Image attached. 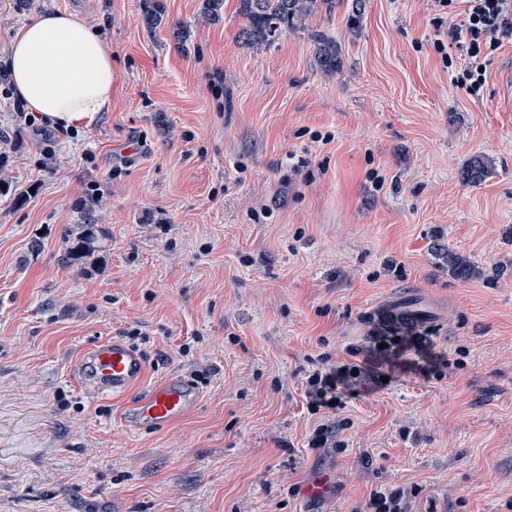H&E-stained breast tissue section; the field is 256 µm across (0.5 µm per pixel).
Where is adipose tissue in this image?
<instances>
[{
    "instance_id": "1",
    "label": "adipose tissue",
    "mask_w": 512,
    "mask_h": 512,
    "mask_svg": "<svg viewBox=\"0 0 512 512\" xmlns=\"http://www.w3.org/2000/svg\"><path fill=\"white\" fill-rule=\"evenodd\" d=\"M10 79L27 109L69 128L112 108V50L77 14L54 11L18 29Z\"/></svg>"
}]
</instances>
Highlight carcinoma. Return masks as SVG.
<instances>
[{"instance_id":"1","label":"carcinoma","mask_w":512,"mask_h":512,"mask_svg":"<svg viewBox=\"0 0 512 512\" xmlns=\"http://www.w3.org/2000/svg\"><path fill=\"white\" fill-rule=\"evenodd\" d=\"M335 8L336 0H239L240 13L246 19L239 39L245 45H270L283 34L302 28L303 22L314 13L320 10L330 13ZM143 13L148 23L157 25L162 21L163 5L159 0H143ZM312 38L318 44V62L323 70H338L336 41L321 31L313 32ZM488 174V162L478 156L464 170V178L472 185L481 184ZM439 255L448 264V273L457 279L470 280L480 275L478 266L451 248L439 249Z\"/></svg>"}]
</instances>
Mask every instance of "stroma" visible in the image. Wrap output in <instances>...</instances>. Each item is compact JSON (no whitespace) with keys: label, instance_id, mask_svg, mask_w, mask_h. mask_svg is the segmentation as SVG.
<instances>
[{"label":"stroma","instance_id":"obj_1","mask_svg":"<svg viewBox=\"0 0 512 512\" xmlns=\"http://www.w3.org/2000/svg\"><path fill=\"white\" fill-rule=\"evenodd\" d=\"M162 3L153 27L141 0H0V59L68 10L116 72L111 111L50 143L0 86V512H370L384 488L402 512H512V39L471 95L434 0H364L353 25L338 0L260 48L237 40L238 0L215 24L202 0ZM84 224L95 252L73 262ZM441 247L482 277L450 276ZM406 294L432 317L371 319ZM113 335L144 385L198 388L194 411L135 430L127 399L92 398L74 367ZM382 354L309 409L322 360ZM331 422L335 447H309ZM312 38L318 44V62L323 70L335 72L339 69L338 50L336 41L321 31H314Z\"/></svg>","mask_w":512,"mask_h":512}]
</instances>
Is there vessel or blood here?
<instances>
[{
  "label": "vessel or blood",
  "mask_w": 512,
  "mask_h": 512,
  "mask_svg": "<svg viewBox=\"0 0 512 512\" xmlns=\"http://www.w3.org/2000/svg\"><path fill=\"white\" fill-rule=\"evenodd\" d=\"M428 307L412 299L389 301L378 311L380 319L399 323H415L428 319ZM142 353L117 338L95 344L86 353L77 375L91 396H119L126 393L143 376ZM198 394L188 383L167 379L155 384L127 411L130 423L139 428L169 424L183 417L196 403Z\"/></svg>",
  "instance_id": "1"
}]
</instances>
